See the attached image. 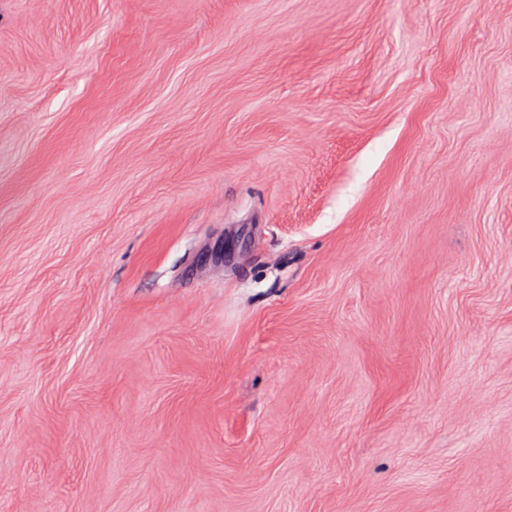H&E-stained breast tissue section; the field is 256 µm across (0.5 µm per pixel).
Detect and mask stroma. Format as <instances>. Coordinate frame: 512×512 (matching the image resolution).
<instances>
[{
    "instance_id": "35a3bbf8",
    "label": "stroma",
    "mask_w": 512,
    "mask_h": 512,
    "mask_svg": "<svg viewBox=\"0 0 512 512\" xmlns=\"http://www.w3.org/2000/svg\"><path fill=\"white\" fill-rule=\"evenodd\" d=\"M0 512H512V0H0Z\"/></svg>"
}]
</instances>
